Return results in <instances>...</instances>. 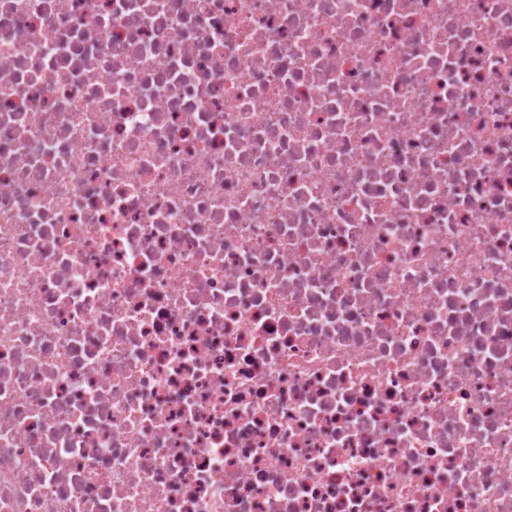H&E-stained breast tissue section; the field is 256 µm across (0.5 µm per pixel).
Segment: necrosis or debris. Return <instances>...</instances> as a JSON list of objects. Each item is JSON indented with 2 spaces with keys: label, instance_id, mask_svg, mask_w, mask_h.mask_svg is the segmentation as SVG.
<instances>
[{
  "label": "necrosis or debris",
  "instance_id": "obj_1",
  "mask_svg": "<svg viewBox=\"0 0 512 512\" xmlns=\"http://www.w3.org/2000/svg\"><path fill=\"white\" fill-rule=\"evenodd\" d=\"M0 512H512V0H0Z\"/></svg>",
  "mask_w": 512,
  "mask_h": 512
}]
</instances>
